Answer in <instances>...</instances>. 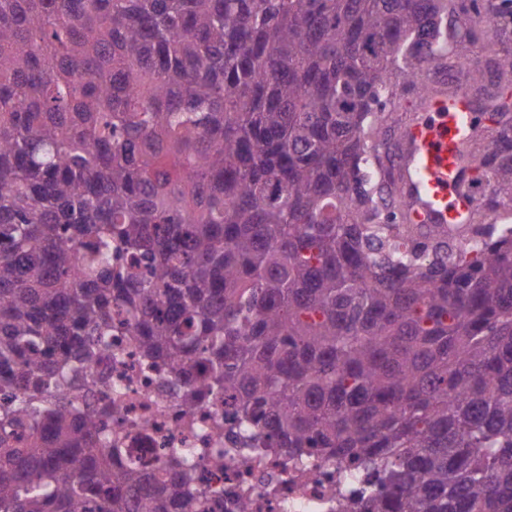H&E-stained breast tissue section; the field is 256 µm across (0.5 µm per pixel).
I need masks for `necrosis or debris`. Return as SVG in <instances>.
I'll return each instance as SVG.
<instances>
[{"instance_id": "1", "label": "necrosis or debris", "mask_w": 512, "mask_h": 512, "mask_svg": "<svg viewBox=\"0 0 512 512\" xmlns=\"http://www.w3.org/2000/svg\"><path fill=\"white\" fill-rule=\"evenodd\" d=\"M99 370L111 391L90 386L74 401L81 412L111 405L110 427L98 447L118 441L128 462L147 471L190 452L210 490L212 512H336L342 503L356 512L360 498L374 490L346 463L240 447L223 422V403L187 410L190 386L174 383L171 364L149 366L132 337L113 336L112 353Z\"/></svg>"}]
</instances>
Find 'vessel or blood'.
Masks as SVG:
<instances>
[{
    "label": "vessel or blood",
    "mask_w": 512,
    "mask_h": 512,
    "mask_svg": "<svg viewBox=\"0 0 512 512\" xmlns=\"http://www.w3.org/2000/svg\"><path fill=\"white\" fill-rule=\"evenodd\" d=\"M478 127L469 94L448 93L445 81L435 82L432 94L419 100L401 127L392 163L410 223H468L476 198L459 188V157Z\"/></svg>",
    "instance_id": "obj_1"
}]
</instances>
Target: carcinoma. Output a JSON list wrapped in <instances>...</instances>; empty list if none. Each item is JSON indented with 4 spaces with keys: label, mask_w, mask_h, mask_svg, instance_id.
Returning <instances> with one entry per match:
<instances>
[{
    "label": "carcinoma",
    "mask_w": 512,
    "mask_h": 512,
    "mask_svg": "<svg viewBox=\"0 0 512 512\" xmlns=\"http://www.w3.org/2000/svg\"><path fill=\"white\" fill-rule=\"evenodd\" d=\"M512 81V0H0V512H200L95 448L112 336L249 448L379 474L360 512H512V125L469 224L381 182L395 101Z\"/></svg>",
    "instance_id": "1"
}]
</instances>
